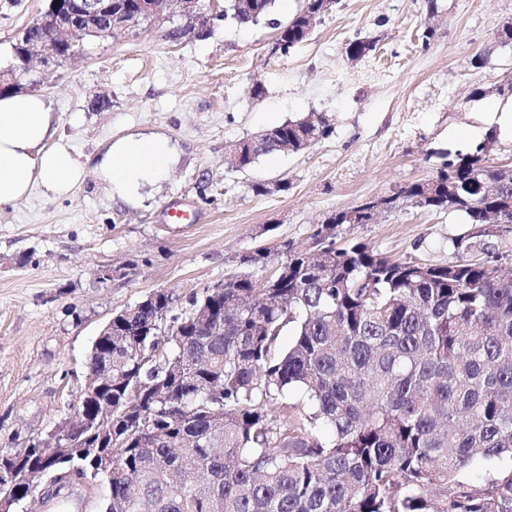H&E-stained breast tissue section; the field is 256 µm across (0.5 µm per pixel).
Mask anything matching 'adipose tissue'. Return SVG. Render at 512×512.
Masks as SVG:
<instances>
[{
	"mask_svg": "<svg viewBox=\"0 0 512 512\" xmlns=\"http://www.w3.org/2000/svg\"><path fill=\"white\" fill-rule=\"evenodd\" d=\"M53 114L42 97L11 93L0 98V206L26 198L35 184L52 195L73 190L83 168L65 149L54 146ZM174 151L164 138L131 136L101 157L98 170L113 196L136 202L146 185L165 177Z\"/></svg>",
	"mask_w": 512,
	"mask_h": 512,
	"instance_id": "ef3b65f1",
	"label": "adipose tissue"
}]
</instances>
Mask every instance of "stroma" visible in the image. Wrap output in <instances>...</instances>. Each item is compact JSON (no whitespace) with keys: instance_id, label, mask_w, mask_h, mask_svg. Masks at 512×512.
<instances>
[{"instance_id":"obj_1","label":"stroma","mask_w":512,"mask_h":512,"mask_svg":"<svg viewBox=\"0 0 512 512\" xmlns=\"http://www.w3.org/2000/svg\"><path fill=\"white\" fill-rule=\"evenodd\" d=\"M46 3L0 0V69ZM305 5L277 0L272 21L248 27L170 8L93 42L53 73L33 65L23 79V92L50 102L54 143L84 176L68 196L37 187L0 208V449L46 440L70 413L113 312L157 291L173 294L181 310L236 276H272L287 250L311 246L332 213L435 177L443 154L474 147L468 129L487 137L491 166L512 169V138L483 112L512 76V45L497 38L512 21V0H340L308 40L275 51L276 23ZM176 27L186 34L170 39ZM363 38L374 50L349 59L347 44ZM485 50L488 64L475 68L473 57ZM98 97L105 108L93 107ZM310 112L332 119V137L242 171L230 167L237 141ZM139 134L168 139L174 162L129 203L109 193L97 164L111 141ZM276 182L287 190H252ZM178 210L184 218H175ZM349 239L399 261L445 264L469 249L512 269V224L485 230L464 213L406 200L371 223L338 226L337 243ZM107 267L116 273L104 282ZM104 493L77 486L53 505L28 499L21 508L101 512Z\"/></svg>"}]
</instances>
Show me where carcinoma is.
Returning <instances> with one entry per match:
<instances>
[{
  "instance_id": "obj_1",
  "label": "carcinoma",
  "mask_w": 512,
  "mask_h": 512,
  "mask_svg": "<svg viewBox=\"0 0 512 512\" xmlns=\"http://www.w3.org/2000/svg\"><path fill=\"white\" fill-rule=\"evenodd\" d=\"M252 18L243 0L224 14L242 26L271 16L261 0ZM325 14L324 0L277 25L283 54ZM324 113L289 120L236 143V168L262 155L301 153L331 137ZM486 144L441 163L427 182L403 187L420 207L488 213L512 223V173L488 165ZM283 287L268 295L251 276L204 289L224 302V331L174 312L157 292L132 318L112 313V357L94 352L92 372H112L100 397L133 415L112 416V478L77 459L66 442L24 449L0 463L7 473L44 455L60 470L78 464L110 486L112 512H512V465L473 480L480 461H512V276L491 261L459 255L446 264L394 261L329 236L316 252L290 251ZM182 335L163 339L165 321ZM291 328L288 349L275 350ZM163 347L162 363L144 364ZM184 378L169 401L134 395L162 381L173 362ZM299 388L312 412L286 425L269 409ZM329 428L331 440L315 429Z\"/></svg>"
}]
</instances>
